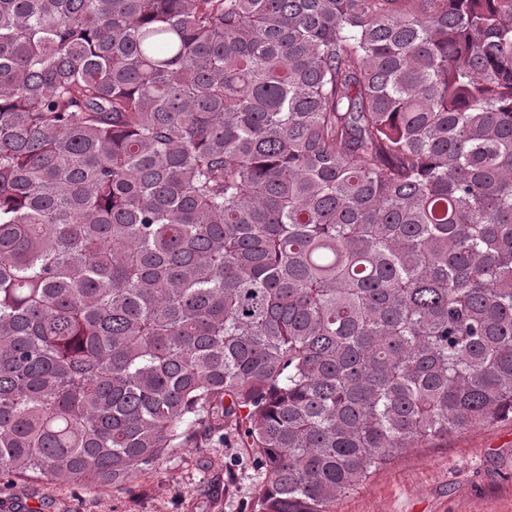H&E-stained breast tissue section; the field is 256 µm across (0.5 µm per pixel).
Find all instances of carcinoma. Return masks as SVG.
I'll list each match as a JSON object with an SVG mask.
<instances>
[{
  "mask_svg": "<svg viewBox=\"0 0 512 512\" xmlns=\"http://www.w3.org/2000/svg\"><path fill=\"white\" fill-rule=\"evenodd\" d=\"M512 420V0H0V478L242 419L255 512Z\"/></svg>",
  "mask_w": 512,
  "mask_h": 512,
  "instance_id": "cac0c4a2",
  "label": "carcinoma"
}]
</instances>
